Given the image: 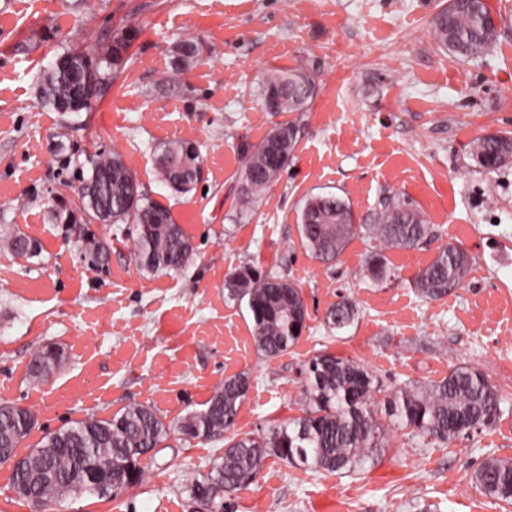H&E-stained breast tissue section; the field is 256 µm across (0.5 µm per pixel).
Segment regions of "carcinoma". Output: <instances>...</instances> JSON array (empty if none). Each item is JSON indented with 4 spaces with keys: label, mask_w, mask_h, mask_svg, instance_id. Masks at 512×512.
Returning <instances> with one entry per match:
<instances>
[{
    "label": "carcinoma",
    "mask_w": 512,
    "mask_h": 512,
    "mask_svg": "<svg viewBox=\"0 0 512 512\" xmlns=\"http://www.w3.org/2000/svg\"><path fill=\"white\" fill-rule=\"evenodd\" d=\"M434 32L450 56L468 60L492 48L498 24L484 0H448L434 19ZM130 41L127 33L93 52L62 54L68 61L66 68L52 67L41 80L43 103L63 112L76 101L83 85H110L119 69L114 57L128 50ZM198 51L199 45L192 40L177 46L173 70H179ZM315 92L314 76L296 68L268 73L262 81L261 97L271 112L298 114L306 110ZM270 133L273 137L264 138L245 159L238 211L260 200L294 157L296 119L277 124ZM470 155L489 174L512 167V135L480 136L471 143ZM156 162L162 179L178 192H190L199 180L200 155L190 142L164 144ZM85 164L101 179L89 186V178H78L79 190H87L80 196L81 216L90 223L132 225L133 259L142 272L185 267L192 257V242L166 208L144 196L121 155L101 151L87 156ZM297 231L302 245L325 263L335 261L356 235L375 240L386 249L406 250L417 248L432 233L423 214L397 195L384 198L373 223L355 224L345 201L333 194L306 199ZM78 240L85 243L94 264L108 261V245L90 229H82ZM470 263L466 250L453 242L445 244L418 272L412 287L425 301L442 299L463 284ZM366 266L376 283L391 276L380 251L367 258ZM224 288L229 299L246 302L254 346L261 355L274 358L298 343L309 312L302 290L293 281L243 265L225 276ZM359 314L355 301L341 296L327 308L324 323L328 331L341 332L357 321ZM63 359L60 348L42 347L29 363L30 379L46 381ZM304 374L302 415L261 434L234 432L239 406L251 386L250 375L242 372L224 379V386L204 409L175 425L164 422L150 407L134 403L110 418L90 416L45 434L25 455L24 467L12 471L13 488L28 491L26 503L34 512L84 495L117 497L142 481L143 459L177 434L185 441H224L222 461L190 483L191 498L224 510L237 491L256 480L270 456L306 470L355 473L388 447L393 429H407L429 444L447 445L472 431L494 426L503 415L501 394L482 372L466 364L451 367L448 375L437 381L393 387L382 402L375 399L382 391L381 379L352 359L323 351L308 361ZM34 425L30 409L16 403L0 404L1 463L9 461L12 450L29 436ZM472 480L485 496L512 502L511 459L486 457Z\"/></svg>",
    "instance_id": "carcinoma-1"
}]
</instances>
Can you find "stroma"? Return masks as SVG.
I'll use <instances>...</instances> for the list:
<instances>
[{
    "label": "stroma",
    "mask_w": 512,
    "mask_h": 512,
    "mask_svg": "<svg viewBox=\"0 0 512 512\" xmlns=\"http://www.w3.org/2000/svg\"><path fill=\"white\" fill-rule=\"evenodd\" d=\"M448 0H0V403L31 408L37 426L20 452L72 421L107 418L127 405L177 421L203 409L225 378L249 373L236 428L258 434L299 416L304 365L320 351L358 361L385 385L436 381L464 363L504 397L497 426L446 446L395 434L381 458L354 474L306 471L269 457L232 512H512L471 475L486 456L512 458V168L489 174L469 156L473 140L512 133V0H486L497 18L488 54L457 60L432 21ZM135 37L112 86L88 112H53L39 98L43 71L74 49ZM186 40L200 52L173 70ZM308 69L316 96L299 123L288 167L244 218H236L247 152L285 112L259 95L273 70ZM193 143L202 176L190 193L162 180L156 151ZM122 155L147 197L193 244L179 273L140 272L124 224H97L109 269L65 241L57 217L74 209L72 163ZM331 193L369 223L384 197L420 210L431 237L389 249L392 276L365 274L376 241L353 237L324 263L300 242L305 199ZM455 242L471 270L436 301L411 283L438 247ZM294 281L309 309L297 345L274 358L256 350L246 304L229 300L225 274L241 265ZM351 297L357 322L329 337L323 317ZM65 359L35 384L28 364L43 344ZM224 454L220 441L174 435L149 460L147 479L118 497L83 496L46 512H195L186 480Z\"/></svg>",
    "instance_id": "obj_1"
}]
</instances>
